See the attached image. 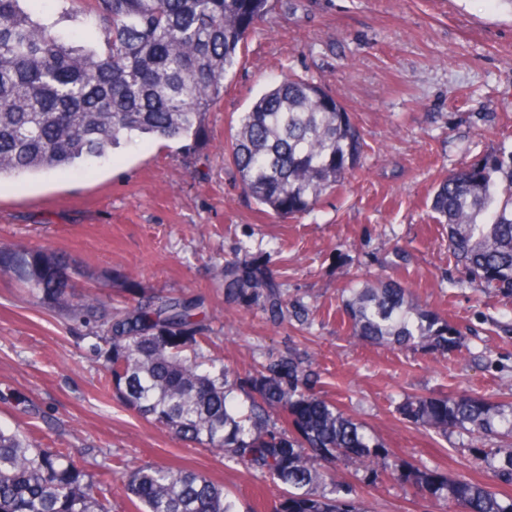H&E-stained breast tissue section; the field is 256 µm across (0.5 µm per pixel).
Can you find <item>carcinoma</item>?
I'll return each instance as SVG.
<instances>
[{
	"mask_svg": "<svg viewBox=\"0 0 512 512\" xmlns=\"http://www.w3.org/2000/svg\"><path fill=\"white\" fill-rule=\"evenodd\" d=\"M0 0V181L101 158L134 138L197 134L224 93L249 31L271 0H70L92 22L63 40L57 21ZM364 138L346 107L321 86L285 75L237 119L229 156L264 210L291 217L343 186L359 165ZM431 209L448 225V250L466 275L512 296V150L441 180ZM70 256L0 245V272L24 282L48 306L96 327L94 353L113 397L182 440L260 472L282 490L272 512H366L336 481L342 462L374 483L382 472L464 512H512V496L420 467L374 442L363 426L311 388L312 362L270 357L242 374L222 358L203 362L212 342L190 302L133 299L122 308L95 292L71 293ZM228 297L261 303L273 318L285 302L255 264L224 268ZM352 335L391 347L446 354L462 333L423 308L408 288L375 279L347 288ZM240 391L245 400L238 401ZM400 413L426 429L493 434L512 417L484 397L414 396ZM485 463L512 477V444ZM123 474L136 512H240L205 475L153 464L91 474L67 448H34L0 428V512H112V471Z\"/></svg>",
	"mask_w": 512,
	"mask_h": 512,
	"instance_id": "carcinoma-1",
	"label": "carcinoma"
}]
</instances>
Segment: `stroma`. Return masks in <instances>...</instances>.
<instances>
[{
	"mask_svg": "<svg viewBox=\"0 0 512 512\" xmlns=\"http://www.w3.org/2000/svg\"><path fill=\"white\" fill-rule=\"evenodd\" d=\"M290 73L321 84L367 143L346 186L313 210L260 209L225 146L239 112ZM512 148V5L507 0H288L250 32L235 75L197 135L134 139L85 168L0 181V245L65 252L76 291L123 306L133 288L192 302L223 356L246 369L269 354L314 356V391L394 455L512 495L472 452L398 410L412 396L471 394L512 403V297L469 282L430 208L437 183ZM256 262L288 300L276 321L224 293V267ZM380 277L408 287L461 330L440 356L351 336L340 290ZM94 327L38 303L0 273V427L70 448L93 473L121 460L196 470L266 512L278 486L157 427L103 391ZM372 512H440L428 497L337 464Z\"/></svg>",
	"mask_w": 512,
	"mask_h": 512,
	"instance_id": "1",
	"label": "stroma"
}]
</instances>
